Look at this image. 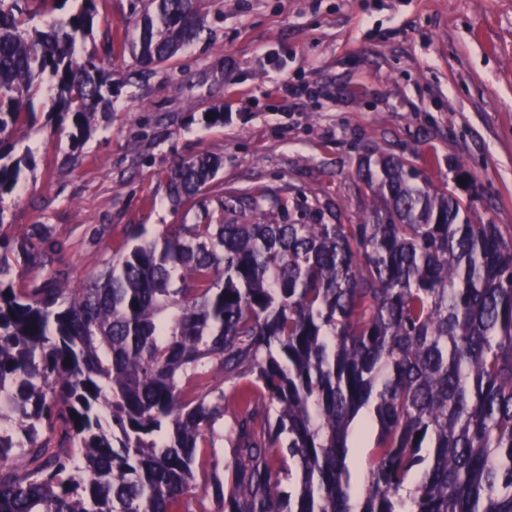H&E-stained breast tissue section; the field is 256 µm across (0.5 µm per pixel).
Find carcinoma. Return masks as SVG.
I'll return each mask as SVG.
<instances>
[{"mask_svg": "<svg viewBox=\"0 0 512 512\" xmlns=\"http://www.w3.org/2000/svg\"><path fill=\"white\" fill-rule=\"evenodd\" d=\"M50 2L67 0H0V201L43 77L74 142L112 95L105 60L75 55L95 0L41 23ZM194 3L143 0L113 39L159 65L200 34ZM218 168L175 163L170 204ZM355 177L356 224L220 199L217 224L130 228L76 289L45 227L0 240V512H191L198 494L214 512H512V234L404 158L367 154ZM217 438L232 459L199 484Z\"/></svg>", "mask_w": 512, "mask_h": 512, "instance_id": "carcinoma-1", "label": "carcinoma"}]
</instances>
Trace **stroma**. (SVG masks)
Returning <instances> with one entry per match:
<instances>
[{
  "mask_svg": "<svg viewBox=\"0 0 512 512\" xmlns=\"http://www.w3.org/2000/svg\"><path fill=\"white\" fill-rule=\"evenodd\" d=\"M136 0H95L85 51L103 53ZM200 37L142 69L112 54V102L72 146L46 127L16 134L27 156L0 201V237L38 224L63 246L67 287L100 273L131 224L155 235L194 224L217 197L289 201L294 220L359 207L369 151L410 159L438 187L457 172L479 190L469 217L512 231V0H197ZM303 88L289 98L283 84ZM222 107L224 119L205 121ZM220 162L194 204L173 208L174 161Z\"/></svg>",
  "mask_w": 512,
  "mask_h": 512,
  "instance_id": "obj_1",
  "label": "stroma"
}]
</instances>
